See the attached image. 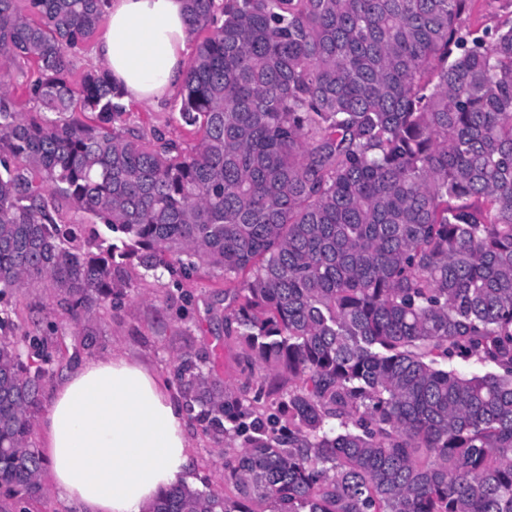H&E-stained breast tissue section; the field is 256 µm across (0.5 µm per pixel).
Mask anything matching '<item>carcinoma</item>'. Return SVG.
I'll return each instance as SVG.
<instances>
[{"label":"carcinoma","mask_w":512,"mask_h":512,"mask_svg":"<svg viewBox=\"0 0 512 512\" xmlns=\"http://www.w3.org/2000/svg\"><path fill=\"white\" fill-rule=\"evenodd\" d=\"M473 2L186 0L184 145L123 129L106 69L73 77L108 0H0V299L40 283L78 326L132 264L207 268L242 371L276 378L250 398L176 355L186 410L241 451L224 493L179 482L148 512H512V24L470 28ZM14 313L0 499L24 509L61 349Z\"/></svg>","instance_id":"cac0c4a2"}]
</instances>
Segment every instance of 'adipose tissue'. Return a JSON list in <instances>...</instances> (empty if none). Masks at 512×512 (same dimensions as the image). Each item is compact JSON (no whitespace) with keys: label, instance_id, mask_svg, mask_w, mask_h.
<instances>
[{"label":"adipose tissue","instance_id":"obj_1","mask_svg":"<svg viewBox=\"0 0 512 512\" xmlns=\"http://www.w3.org/2000/svg\"><path fill=\"white\" fill-rule=\"evenodd\" d=\"M188 56L184 0H111L94 57L126 100L175 94ZM38 430L53 489L74 512H146L185 478L182 406L146 363L121 352L68 374Z\"/></svg>","mask_w":512,"mask_h":512}]
</instances>
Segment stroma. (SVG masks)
Returning a JSON list of instances; mask_svg holds the SVG:
<instances>
[{
  "label": "stroma",
  "instance_id": "1",
  "mask_svg": "<svg viewBox=\"0 0 512 512\" xmlns=\"http://www.w3.org/2000/svg\"><path fill=\"white\" fill-rule=\"evenodd\" d=\"M178 102L175 96L152 103L127 102V125L145 135L158 130L168 138L185 139L184 129L172 117ZM128 275L131 289L127 297L91 321L93 344L88 348L81 345L69 315L42 289L26 288L14 295L18 334L32 331L36 315L58 327L55 339L63 354L54 380L63 379L84 359L107 356L118 349L145 360L169 381L176 353L187 349L203 357H216L217 377L227 388L242 390L245 378L237 363L241 348L226 335L219 318L225 307L223 280L205 269L194 281L180 285L168 274L147 275L137 266L129 267ZM187 431L193 445L188 464L191 487L223 492L224 461L234 454V447L215 443L195 421H188Z\"/></svg>",
  "mask_w": 512,
  "mask_h": 512
}]
</instances>
